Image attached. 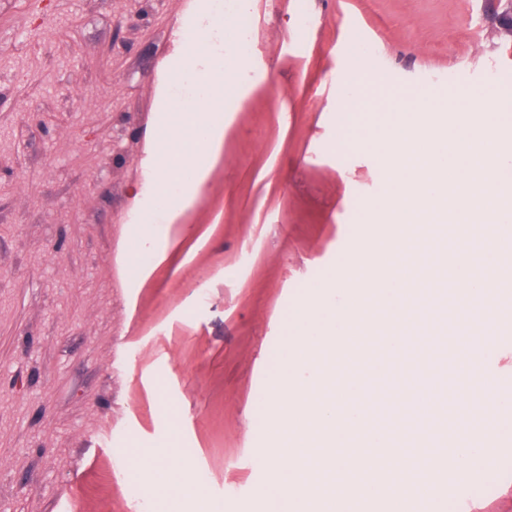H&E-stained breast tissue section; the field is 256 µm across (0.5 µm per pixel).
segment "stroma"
Masks as SVG:
<instances>
[{"mask_svg": "<svg viewBox=\"0 0 512 512\" xmlns=\"http://www.w3.org/2000/svg\"><path fill=\"white\" fill-rule=\"evenodd\" d=\"M231 46L244 108L173 212L150 195L185 0H0V512H263L260 403L310 283L385 186L342 145L352 56L371 96L512 74L506 0H251ZM366 31L346 45L347 20ZM127 134V149L112 140ZM139 270L126 277L141 229ZM172 450L203 499L142 498L135 449Z\"/></svg>", "mask_w": 512, "mask_h": 512, "instance_id": "1", "label": "stroma"}]
</instances>
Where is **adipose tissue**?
<instances>
[{"mask_svg": "<svg viewBox=\"0 0 512 512\" xmlns=\"http://www.w3.org/2000/svg\"><path fill=\"white\" fill-rule=\"evenodd\" d=\"M209 52L206 30L195 31L192 43L168 62L164 72L165 80L187 79L199 89L189 109L163 110L157 128L159 148L151 161L152 191L173 210L196 195L198 181L185 180L183 174L197 166L200 152L209 151L223 138L224 96L236 88L232 68L220 60L208 62ZM135 464L146 474L148 488H164L173 498L198 493L176 475L165 458L142 456Z\"/></svg>", "mask_w": 512, "mask_h": 512, "instance_id": "adipose-tissue-1", "label": "adipose tissue"}]
</instances>
